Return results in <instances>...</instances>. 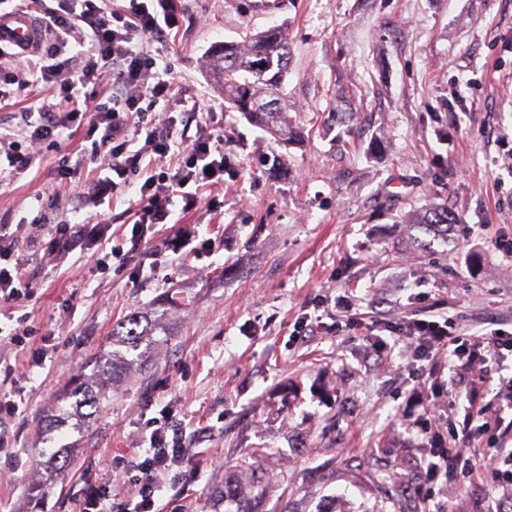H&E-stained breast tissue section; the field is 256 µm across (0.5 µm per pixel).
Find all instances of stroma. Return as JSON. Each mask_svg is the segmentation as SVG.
Instances as JSON below:
<instances>
[{"instance_id": "obj_1", "label": "stroma", "mask_w": 512, "mask_h": 512, "mask_svg": "<svg viewBox=\"0 0 512 512\" xmlns=\"http://www.w3.org/2000/svg\"><path fill=\"white\" fill-rule=\"evenodd\" d=\"M162 47L176 85L202 104L224 93L213 47L278 27L292 50L282 97L302 141L282 145L225 109L223 205L157 225L126 266L70 256L45 266L27 306V349L0 342V398L22 400L0 456V512H75L107 485L135 498L150 418L171 406L192 445L160 478L162 512H512L492 480L421 489L424 449L395 417L416 386L400 345L365 360L369 336L337 330L336 306L365 319L434 309L458 327L512 331V0H185ZM352 110L337 143L334 106ZM447 139H440V132ZM98 179L84 132L67 130L25 173L0 169V224L57 222L39 198L67 196L60 159ZM434 205L453 239L418 242L408 216ZM159 318L151 364L128 363L102 409L77 424L63 396L111 358L112 327ZM43 350V364L31 352ZM69 444L56 474L43 437ZM261 449L256 477L237 460ZM239 482L246 499L216 506Z\"/></svg>"}]
</instances>
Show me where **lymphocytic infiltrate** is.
<instances>
[{
	"label": "lymphocytic infiltrate",
	"instance_id": "lymphocytic-infiltrate-1",
	"mask_svg": "<svg viewBox=\"0 0 512 512\" xmlns=\"http://www.w3.org/2000/svg\"><path fill=\"white\" fill-rule=\"evenodd\" d=\"M181 0H124L106 10L97 0H73L72 7L52 11L44 19L45 36L32 51H19L28 59L23 73L4 66L10 52L0 48V77L18 90L35 83L59 85L54 102L40 104L36 113H22L19 132L0 131V154L13 171L29 169L37 159L35 147L55 144L65 129L85 125L89 154L103 159L106 177L81 181L78 167L60 162L59 181L77 186L74 211L97 208L108 196L136 192V220L130 250L112 247L110 225L61 220L34 227L33 241L49 260L72 253L88 254L99 269L109 259L127 264L150 230L171 223L175 214L196 210L206 187H223L227 167L223 136L212 133L207 120H199L194 134L183 129L186 115L198 114L200 103L176 89L168 68L149 50L152 42L165 43L182 25ZM112 91L111 102L99 101L97 89ZM32 150L21 148L22 141ZM177 157L172 173L147 174L145 161ZM181 210H174L175 200ZM28 259L18 246L10 225H0V309L20 308L31 301L36 282L27 272ZM371 330L390 333L404 344L411 362L448 359V369L460 397L463 420L450 436L432 431L430 422H417L416 409L425 403L427 381H419L407 398L399 422L408 438L427 455L422 471L427 481L446 473L476 482L492 476L499 486L512 489V449L503 448L497 431L512 430V373L504 363L512 357V333L499 332L496 321L478 330L450 331L448 320L435 311H411L401 319L372 320ZM134 480L137 502L112 500L107 486H91L78 500V512H155L159 479L189 448L173 422L154 428L147 439Z\"/></svg>",
	"mask_w": 512,
	"mask_h": 512
}]
</instances>
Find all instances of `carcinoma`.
Instances as JSON below:
<instances>
[{"instance_id":"carcinoma-1","label":"carcinoma","mask_w":512,"mask_h":512,"mask_svg":"<svg viewBox=\"0 0 512 512\" xmlns=\"http://www.w3.org/2000/svg\"><path fill=\"white\" fill-rule=\"evenodd\" d=\"M291 49L282 32L270 28L258 34L247 45L226 41L211 53L210 74L224 89V98L260 128L284 143L299 141L302 131L288 123L287 110L278 91L288 74ZM454 216L446 207H431L412 222L413 228L425 235L441 224L453 223ZM128 351H136L148 341L149 331L143 317L129 315L112 328ZM75 408L101 406V395L93 393L91 383L75 384L69 392Z\"/></svg>"}]
</instances>
